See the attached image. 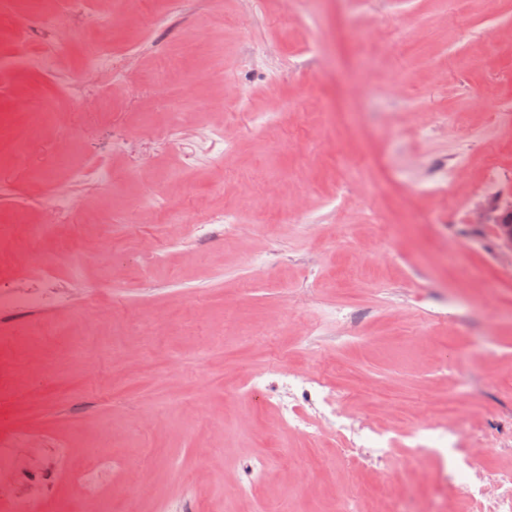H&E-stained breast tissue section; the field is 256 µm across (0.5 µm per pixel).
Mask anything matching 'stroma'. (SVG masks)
<instances>
[{
	"label": "stroma",
	"mask_w": 512,
	"mask_h": 512,
	"mask_svg": "<svg viewBox=\"0 0 512 512\" xmlns=\"http://www.w3.org/2000/svg\"><path fill=\"white\" fill-rule=\"evenodd\" d=\"M47 2L0 0V58L53 61L0 66V292L44 296L0 312L25 472L0 512H337L350 487L353 512H466L433 460L392 448L386 485L288 431L247 387L281 370L392 433L495 434L482 464L512 471V257L477 221L512 192V0H122L123 77L82 84L107 0ZM451 165L454 207L421 191Z\"/></svg>",
	"instance_id": "35a3bbf8"
}]
</instances>
